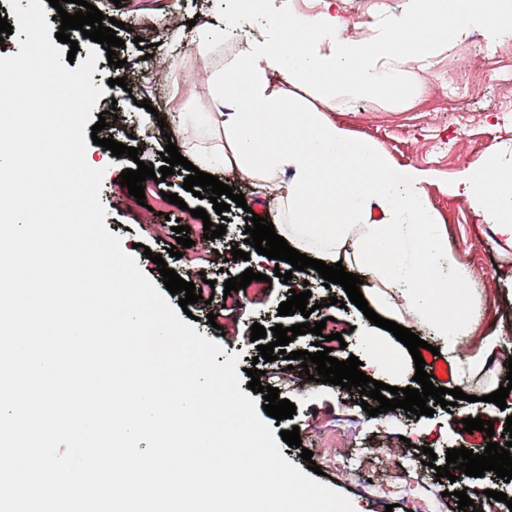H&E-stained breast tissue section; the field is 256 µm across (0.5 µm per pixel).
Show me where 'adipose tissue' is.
<instances>
[{"instance_id": "ef3b65f1", "label": "adipose tissue", "mask_w": 512, "mask_h": 512, "mask_svg": "<svg viewBox=\"0 0 512 512\" xmlns=\"http://www.w3.org/2000/svg\"><path fill=\"white\" fill-rule=\"evenodd\" d=\"M435 5L447 16L445 33L477 22L492 34L503 32L478 0H407L404 13L383 17L377 36L356 40L343 37L336 0H308L304 10L281 0L271 9L276 21L269 31L212 71L213 110L205 121L215 143L196 152L195 164L205 172L236 169L262 194H276L298 237L311 236L318 220L335 225L323 261L335 263L337 248L348 247L353 263L367 270L373 295L417 317L453 364L473 321L440 313L429 282L443 279L459 289L471 281L449 252L423 191L430 173L396 166L376 144L353 139L295 93L324 75L330 79L321 90L326 101L383 96L406 102L413 87L400 68L404 47ZM450 190L512 240V168L480 164L459 173Z\"/></svg>"}]
</instances>
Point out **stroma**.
<instances>
[{
  "mask_svg": "<svg viewBox=\"0 0 512 512\" xmlns=\"http://www.w3.org/2000/svg\"><path fill=\"white\" fill-rule=\"evenodd\" d=\"M171 0H121L120 6L111 8L110 16L122 21L118 37L125 42L118 57L124 62L120 75L128 80L143 83L144 99L150 101L159 116L177 113L178 122L169 128L167 135H155L153 140H132L138 148L137 159L122 157L108 164L102 180L100 200L107 208L105 226L121 236L124 251L133 252L141 271L154 283L161 285L162 278L151 254L166 257L168 268L179 272L200 271L208 266L209 249L230 251L234 244L243 242L245 212L234 206L225 215H211L212 223H225L226 233L212 243H205L201 233L202 219H195L189 236L193 241L184 249L182 258L168 256L175 243L173 219L179 218L182 209L163 200V193L179 194L188 207H195L196 199L183 192L182 184L188 175L183 166H175L166 181L146 180L144 202H137L127 188L120 185L122 170L133 167L135 161L161 167L160 154L166 143H173L180 150L191 146L208 147L213 140L201 114L211 111L207 72L211 63L217 62L222 53L240 51L241 44L231 34L214 33V45L209 57L198 56L193 40L195 31L189 20L195 15L223 12L232 15L238 31L243 35L258 33L263 24L241 0H178L179 18L183 23L182 37L175 48L181 57L182 69L195 72L194 96H178L173 82L156 84L151 79L152 60L143 59L134 37L145 43H159L168 39L165 31L138 27L139 17L164 9ZM483 29L471 26L468 30L444 40L438 54L428 69H420L417 61H408L407 67L420 78L419 88L412 101L396 108L379 97H365L356 101L338 98L326 108L327 117L347 128L352 136L377 144L399 166H412L431 172L424 192L434 211L441 232L448 240V249L467 270L478 286L480 297L475 302L474 317L478 333L497 336L512 343V243L494 238L488 225L479 222L466 197L450 193L449 185L454 176L483 161L493 160L501 165L512 164V44L503 46L498 55L484 56L483 51L492 47ZM480 73L481 79L466 101H459L454 87L470 74ZM271 276V287L259 292L243 290L242 305L225 310L221 323L224 327V354L218 362H225L228 355L237 353L239 368H246L254 349L247 337L252 324L262 326L291 325L295 319L278 313L281 302L289 294L288 285L276 277V270H287V262L277 264L254 260H229L224 265L223 276L217 284L240 275L246 269ZM307 280L316 299L337 297L335 305L326 307L325 315L337 319L346 327L345 349L334 350L338 360L358 357L367 361L368 356L357 340L356 328L362 327L366 318L355 305L347 304V294L337 284L325 285L321 276L311 273ZM267 375L277 385L282 396L294 403L293 417L281 420L280 429L299 427L301 447L281 445L285 459L299 469H306L308 461H315L323 471L322 484L350 499L355 512H459L455 495L456 483L436 479L435 468L446 463V452L468 445L480 449L482 440L471 436L460 442L459 420L467 412L483 409L482 398L506 385L507 379L500 368L472 374L463 391L465 400L450 410L436 409L433 416H416L404 410H395L372 417L356 404L349 391L337 386L306 380L298 370L282 376L275 363H268ZM342 424L341 451L323 448L321 438L335 424ZM398 441L396 448L383 449L385 437ZM312 451L311 460H303L301 448ZM433 448L437 460L435 467L424 466V448ZM395 456L399 465L389 466L388 457Z\"/></svg>",
  "mask_w": 512,
  "mask_h": 512,
  "instance_id": "obj_1",
  "label": "stroma"
}]
</instances>
